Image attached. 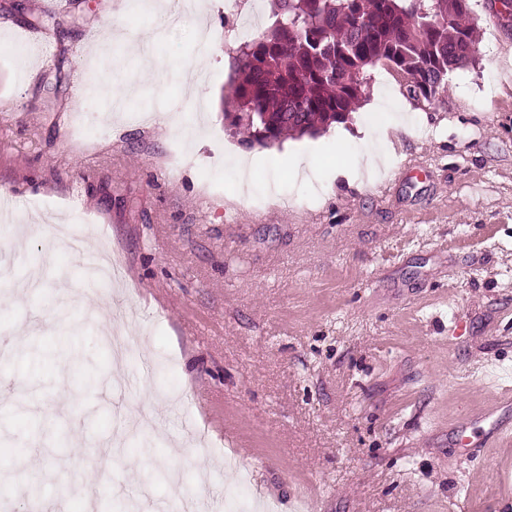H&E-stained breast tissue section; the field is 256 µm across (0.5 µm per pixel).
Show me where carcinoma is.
Masks as SVG:
<instances>
[{
    "mask_svg": "<svg viewBox=\"0 0 512 512\" xmlns=\"http://www.w3.org/2000/svg\"><path fill=\"white\" fill-rule=\"evenodd\" d=\"M275 2L272 24L237 48L224 100L225 120L249 149L344 121L368 67H392L411 97L428 100L477 52L469 0Z\"/></svg>",
    "mask_w": 512,
    "mask_h": 512,
    "instance_id": "cac0c4a2",
    "label": "carcinoma"
}]
</instances>
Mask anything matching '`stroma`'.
<instances>
[{
  "instance_id": "stroma-1",
  "label": "stroma",
  "mask_w": 512,
  "mask_h": 512,
  "mask_svg": "<svg viewBox=\"0 0 512 512\" xmlns=\"http://www.w3.org/2000/svg\"><path fill=\"white\" fill-rule=\"evenodd\" d=\"M0 0V512L113 489L229 512H512V19L433 101L385 65L346 122L246 149L224 0ZM111 15L112 32L100 21ZM156 79L142 57L190 64ZM128 87L88 96L99 55ZM353 172L342 176L340 167ZM121 270L91 278L57 222ZM468 423L471 446L456 427ZM126 425L122 450L98 442ZM37 485L28 497L21 485Z\"/></svg>"
}]
</instances>
